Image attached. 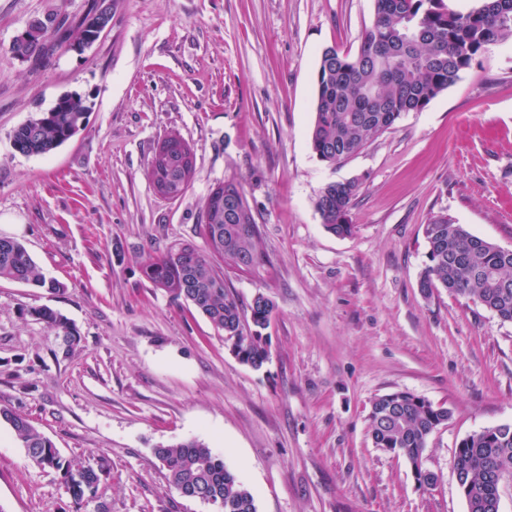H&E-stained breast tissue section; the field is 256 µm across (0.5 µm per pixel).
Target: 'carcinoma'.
Instances as JSON below:
<instances>
[{"label": "carcinoma", "instance_id": "cac0c4a2", "mask_svg": "<svg viewBox=\"0 0 512 512\" xmlns=\"http://www.w3.org/2000/svg\"><path fill=\"white\" fill-rule=\"evenodd\" d=\"M95 0L77 23L78 37L71 47H83L101 20L112 23V7L102 16ZM46 24L29 33V58L44 63L49 44L71 38L67 19L55 13L43 16ZM512 41V0H477L466 12L452 9L447 0H374L373 19L365 27L357 54L333 47L322 51L313 82L314 123L310 144L317 159L328 165L343 163L361 153L391 129L407 112H421L439 94L454 85L487 46ZM89 106L78 95L56 101L46 112L13 132L16 151L38 156L51 153L85 128ZM196 171L193 151L167 157L164 164L151 159V182L167 185L172 197L182 195ZM221 182L210 192L203 210L209 222L197 226L205 248L175 243L156 254L142 272L154 287L189 302L232 343L240 362L259 370L268 360V342L262 330L275 305L258 293L248 308L224 280V267L261 277L269 272V257L257 249L259 225L246 197L239 198L245 219L225 216V188ZM358 192L354 181L330 182L319 192L315 208L325 228L339 237L354 234L350 210ZM428 263L419 288H434L480 304L503 322H512V250L470 233L462 225L439 215L423 225ZM0 280L22 282L59 293L65 285L46 278L25 245L0 237ZM31 314L45 322L70 355L80 343L73 322L50 307ZM450 417L448 409L423 397L395 391L376 398L369 413L374 447L397 452L421 478L423 455L430 436ZM8 425L35 466L58 473L72 499L80 506L96 497L106 465L103 461L77 463L62 455L51 439L24 415L0 407V423ZM174 487L182 486L218 512H257L253 494L204 443L189 440L153 449ZM455 476L466 490L467 512H496L501 482L512 478V424L494 432L485 427L468 435L456 448Z\"/></svg>", "mask_w": 512, "mask_h": 512}]
</instances>
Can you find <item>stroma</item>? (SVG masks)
I'll use <instances>...</instances> for the list:
<instances>
[{"label": "stroma", "mask_w": 512, "mask_h": 512, "mask_svg": "<svg viewBox=\"0 0 512 512\" xmlns=\"http://www.w3.org/2000/svg\"><path fill=\"white\" fill-rule=\"evenodd\" d=\"M92 0H0V236L19 239L64 292L0 281V405L68 457H104L98 497L75 508L61 477L33 465L0 425V512H217L182 497L153 450L198 440L223 457L257 512H467L454 472L469 434L512 424V323L443 289L423 294L422 226L445 215L512 249V41L489 46L423 111L330 166L309 144L323 49L357 53L373 0H110L91 49L48 64L9 47L34 16L78 22ZM87 124L43 156L14 130L64 93ZM175 135L196 156L170 199L148 176ZM238 182L272 267L227 270L242 305L275 310L255 370L142 266L196 232L210 190ZM359 184L352 236L329 233L314 201ZM48 306L77 327L54 359ZM408 391L447 408L419 488L399 454L375 448L372 401Z\"/></svg>", "instance_id": "obj_1"}]
</instances>
